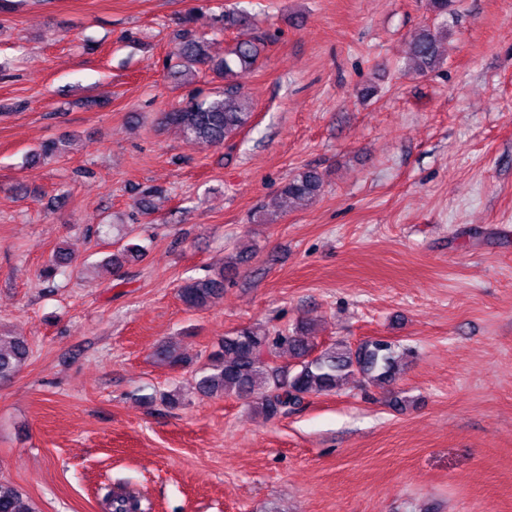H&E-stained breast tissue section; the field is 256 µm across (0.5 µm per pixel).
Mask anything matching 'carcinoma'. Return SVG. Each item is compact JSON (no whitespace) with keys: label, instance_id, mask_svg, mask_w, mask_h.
<instances>
[{"label":"carcinoma","instance_id":"obj_1","mask_svg":"<svg viewBox=\"0 0 512 512\" xmlns=\"http://www.w3.org/2000/svg\"><path fill=\"white\" fill-rule=\"evenodd\" d=\"M221 22L226 31L236 32L233 47L216 60L208 52L207 42L193 30V11L180 18V33L168 54L175 61L178 77L190 85L199 74L210 71L224 79V86L207 95L190 94L183 102L163 113L162 121L177 128L188 140L220 146L240 132L253 115V103L242 91L241 79L256 65L258 38L249 34L251 16L236 10L224 12ZM415 68L424 73L440 59L439 41L429 28L415 35L410 45ZM324 177L315 168L305 169L286 181L264 209L284 210L296 201H313L320 196ZM142 247L126 244L108 257L118 268L128 258L140 257ZM72 254L57 248L42 270V277L52 281L65 271ZM226 268L213 269L202 277L191 278L179 289L183 304L189 309H203L224 294ZM282 350L291 352L297 363L286 368L276 363ZM30 354L28 343L17 336L0 335V379L21 369ZM157 361L174 367L189 363L171 343L160 345ZM401 371L391 343L370 339L352 346L344 340L319 345L311 330L296 328L271 334L258 325L241 327L227 334L196 370V389L208 397H238L259 400L268 417L288 411L306 396L335 391L345 378L358 374L370 383L381 385L393 381ZM109 512H139L136 499L123 494L106 495ZM0 512H36L17 486L0 480Z\"/></svg>","mask_w":512,"mask_h":512}]
</instances>
